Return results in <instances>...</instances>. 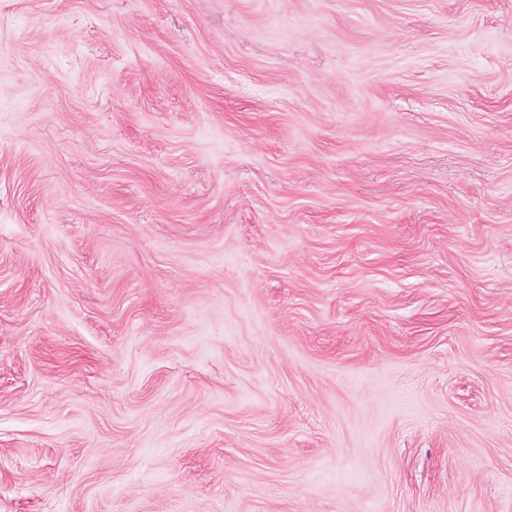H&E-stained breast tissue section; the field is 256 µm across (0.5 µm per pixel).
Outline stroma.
Wrapping results in <instances>:
<instances>
[{
	"label": "stroma",
	"mask_w": 512,
	"mask_h": 512,
	"mask_svg": "<svg viewBox=\"0 0 512 512\" xmlns=\"http://www.w3.org/2000/svg\"><path fill=\"white\" fill-rule=\"evenodd\" d=\"M0 512H512V0H0Z\"/></svg>",
	"instance_id": "stroma-1"
}]
</instances>
